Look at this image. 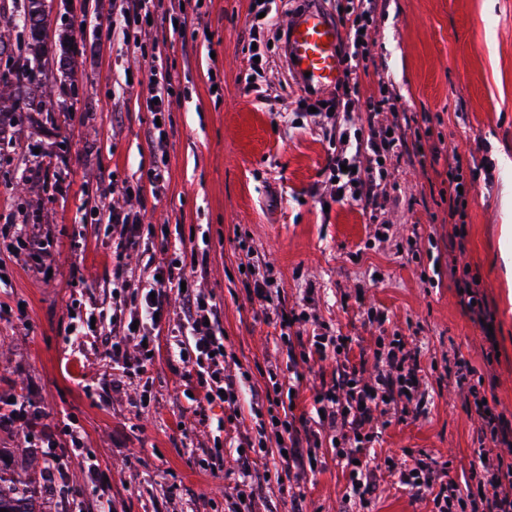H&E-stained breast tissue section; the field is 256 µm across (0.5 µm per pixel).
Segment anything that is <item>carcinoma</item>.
Wrapping results in <instances>:
<instances>
[{
  "mask_svg": "<svg viewBox=\"0 0 512 512\" xmlns=\"http://www.w3.org/2000/svg\"><path fill=\"white\" fill-rule=\"evenodd\" d=\"M49 9L47 0H13L9 15L0 12V116L22 117L19 106L22 89H41L47 78L49 56L43 35ZM8 512H41L24 488L0 484V509Z\"/></svg>",
  "mask_w": 512,
  "mask_h": 512,
  "instance_id": "cac0c4a2",
  "label": "carcinoma"
}]
</instances>
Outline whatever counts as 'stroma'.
<instances>
[{
	"label": "stroma",
	"mask_w": 512,
	"mask_h": 512,
	"mask_svg": "<svg viewBox=\"0 0 512 512\" xmlns=\"http://www.w3.org/2000/svg\"><path fill=\"white\" fill-rule=\"evenodd\" d=\"M113 0H53L50 31L63 20L75 66L61 74L47 62L44 97L59 104L57 125L29 119L0 147V271L11 288L0 292V397L27 393L35 418L0 432V479L34 487L42 512H233L229 494L245 480L255 512H291L289 475L269 448L249 475L234 449L216 447L211 424L223 419L227 439L251 433V408L263 400V370L285 363L280 328L266 322L244 287L239 259L253 251L255 274L271 277L287 304L307 301L308 311L332 334L371 344L380 330H399L423 347L429 380L445 355L460 353L485 377L500 410L512 414V269L500 256L505 186H512V0H378L368 38L374 63L364 95L386 84L395 109L435 116L425 150L443 161L421 168L408 158L394 164L381 211L353 201L323 203L320 193L330 153L327 129L292 123L302 89L283 71L280 44L268 52L260 89L245 92L250 67L249 29L256 0H165L211 33L192 42L157 25L143 44L161 40L179 93L167 125L170 181L159 194L131 197L128 207L154 224L206 231L207 270L197 278L222 305L229 370L248 375L249 393L239 416L217 405L189 407L181 395L184 371L159 337L150 380L112 374L99 329L72 338L70 327L90 306L130 310L112 293V228L100 220L111 185L136 184L153 163L151 117L140 101L150 62L122 38L107 36ZM459 155L477 167L467 210L466 260L495 314L500 352L486 365L484 333L459 305L454 281L423 287L421 268L401 249L412 231L432 228L447 253L452 226L445 159ZM389 224L385 239L376 222ZM33 226L53 264L16 255L13 227ZM383 311V328L365 323L363 307ZM150 394L148 408L136 402ZM69 417L84 432L82 448L61 449L54 489L35 473L29 435L58 433ZM476 422L453 390L435 396L425 416L392 424L379 446L451 454L457 469L475 459ZM321 466L302 482L307 512H342L346 478L329 448ZM107 481L90 482L88 462Z\"/></svg>",
	"instance_id": "stroma-1"
}]
</instances>
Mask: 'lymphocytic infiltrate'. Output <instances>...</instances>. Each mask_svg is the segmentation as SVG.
Returning a JSON list of instances; mask_svg holds the SVG:
<instances>
[{
  "mask_svg": "<svg viewBox=\"0 0 512 512\" xmlns=\"http://www.w3.org/2000/svg\"><path fill=\"white\" fill-rule=\"evenodd\" d=\"M376 9L377 0H352L349 10L354 19L344 51V79L335 96L316 112H308L310 99L306 96L301 97L298 110L302 119L314 124L320 123L326 110L340 114L344 138L337 141L328 158L326 194L331 200L343 198L374 210L381 207V193L390 175L389 161L408 152L422 165H435L440 160L438 152L424 150L419 136L421 121L382 123L380 115L388 108L390 95L374 100L361 93L362 79L368 76L372 60L371 45L361 28ZM153 20L176 24L182 34L189 29L187 16L170 13L164 0H117L112 12L113 28L125 37L134 30L146 31ZM149 59L150 76L141 87L140 97L146 111L161 121L153 129L156 148L161 151L166 145L173 82L160 47H152ZM358 112L365 113V125H356L354 115ZM473 187V182L465 180L461 164H449L448 221L458 252L448 263V274L460 291V306L484 327L493 324L494 317L463 256L467 240L464 204ZM106 221L118 230L112 253L119 260L137 249L140 241L156 235L155 225L117 203L108 208ZM205 262L197 244L182 242L173 258L147 263L143 274L117 271L114 290L130 293L134 306L129 314H113L109 354L114 366L143 378L151 372V354L158 336H167L170 353L182 362L190 404L220 403L233 411L245 386L242 379L226 370L220 304L195 289L194 275ZM246 288L261 301L265 321L278 322L279 342L286 351L288 366L283 369L271 364L264 371L269 384L265 391L268 407L253 414L256 438L238 442L236 463L242 471H249L257 458L267 454L271 437L278 439L277 449L283 452L288 469L301 472L311 469L317 449L327 445L347 476L344 497L360 512L372 506L388 480L412 498L425 501L430 512H512V420L488 403L484 379L469 360L454 354L442 379L454 381L477 417V463L460 474L451 461L438 460L423 449L406 448L401 458L388 456L374 466L370 456L381 431L392 422L416 419L427 411L430 389L420 348L396 332L376 336L373 345L352 354L348 337L324 332L303 336L301 328L309 323V314L286 308L266 279H252ZM176 293L183 307L175 321L171 311ZM130 338L138 342L132 355L125 349ZM329 358L336 361L331 375L320 377L312 386V408L317 418L297 413L286 373L303 382L300 366Z\"/></svg>",
  "mask_w": 512,
  "mask_h": 512,
  "instance_id": "obj_1",
  "label": "lymphocytic infiltrate"
}]
</instances>
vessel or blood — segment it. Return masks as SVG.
<instances>
[{"mask_svg":"<svg viewBox=\"0 0 512 512\" xmlns=\"http://www.w3.org/2000/svg\"><path fill=\"white\" fill-rule=\"evenodd\" d=\"M337 37L336 21L315 6L289 22L286 53L291 57L289 67L302 86L326 88L340 79Z\"/></svg>","mask_w":512,"mask_h":512,"instance_id":"obj_1","label":"vessel or blood"}]
</instances>
